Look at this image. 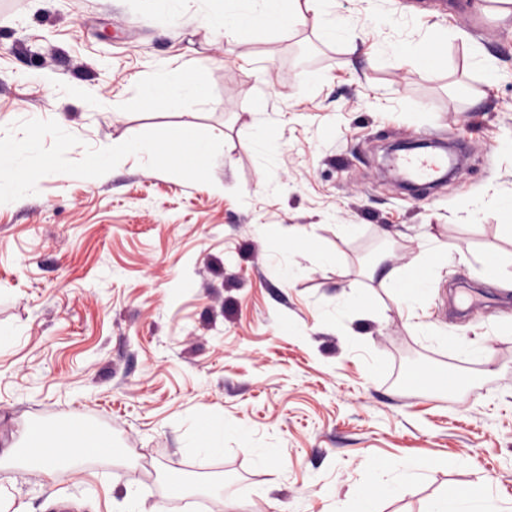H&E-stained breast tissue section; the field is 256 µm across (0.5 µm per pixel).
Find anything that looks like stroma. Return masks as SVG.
I'll list each match as a JSON object with an SVG mask.
<instances>
[{
    "mask_svg": "<svg viewBox=\"0 0 512 512\" xmlns=\"http://www.w3.org/2000/svg\"><path fill=\"white\" fill-rule=\"evenodd\" d=\"M484 4L394 0L391 29L339 42L312 16L245 21L228 40L168 25L165 0H0V132L24 113L55 120L80 140L72 161L150 129L224 142L209 185L129 156L0 204V507L125 512L134 495L183 512L163 482L220 478L251 512H349L368 492L379 512H426L481 479L512 508V284L470 260L512 271V14ZM404 27L421 66L378 51ZM161 61L173 76L199 64L209 104L131 98ZM258 69L281 141L270 166L255 150ZM430 136L464 140L468 157L413 196L387 152ZM417 279L425 302L402 312ZM90 418L111 454L57 482L12 460L27 431ZM203 418L221 427L213 457L188 446ZM411 459L427 480L380 494L373 464Z\"/></svg>",
    "mask_w": 512,
    "mask_h": 512,
    "instance_id": "obj_1",
    "label": "stroma"
}]
</instances>
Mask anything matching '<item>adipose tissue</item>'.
<instances>
[{"label":"adipose tissue","instance_id":"adipose-tissue-1","mask_svg":"<svg viewBox=\"0 0 512 512\" xmlns=\"http://www.w3.org/2000/svg\"><path fill=\"white\" fill-rule=\"evenodd\" d=\"M262 0H168V18L173 25H201L209 29L233 32L239 21H261L265 15L260 9ZM313 15L325 23L330 31L350 37L360 24L358 17L337 9V0H288V20L297 22ZM158 74L151 81L137 87L136 96L156 93L167 96H185L186 88H193L187 96L189 104L198 105L207 100V87L198 79L195 69L181 71L178 78L168 77L165 65H158ZM253 98V120L258 130L256 150L259 158L273 163L278 145L267 118L266 92L262 83H254L250 90ZM100 438L89 432L63 430L57 433L29 432L18 457L35 466L51 480L60 479L71 468L76 458L100 448ZM429 512H500L498 498L490 483H480L477 490L465 491L454 497L435 501Z\"/></svg>","mask_w":512,"mask_h":512}]
</instances>
